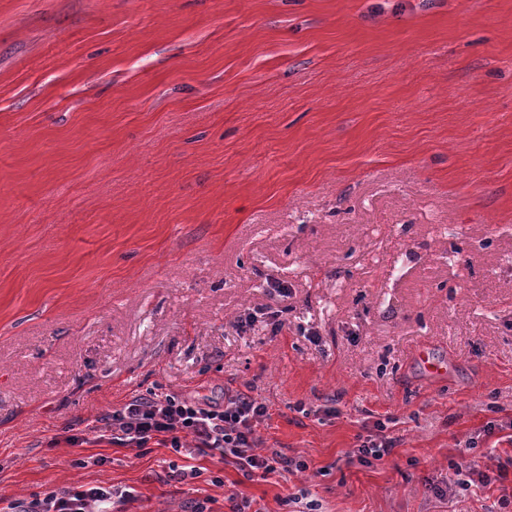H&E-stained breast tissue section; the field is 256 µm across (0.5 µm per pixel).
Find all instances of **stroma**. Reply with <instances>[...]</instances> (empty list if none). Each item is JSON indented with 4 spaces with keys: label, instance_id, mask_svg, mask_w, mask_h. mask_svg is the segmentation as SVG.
<instances>
[{
    "label": "stroma",
    "instance_id": "1",
    "mask_svg": "<svg viewBox=\"0 0 512 512\" xmlns=\"http://www.w3.org/2000/svg\"><path fill=\"white\" fill-rule=\"evenodd\" d=\"M158 385L251 389L306 470L181 481L98 442ZM101 483L127 512H512V0H0V496ZM374 428L379 433L369 434L363 440L361 436L359 437L361 443L358 445V452L360 459L363 461H366L369 457L381 460L385 455H389L394 447V441L381 434L385 429L384 423L378 420L375 422Z\"/></svg>",
    "mask_w": 512,
    "mask_h": 512
}]
</instances>
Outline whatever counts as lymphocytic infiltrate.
<instances>
[{"label": "lymphocytic infiltrate", "instance_id": "f902f5d3", "mask_svg": "<svg viewBox=\"0 0 512 512\" xmlns=\"http://www.w3.org/2000/svg\"><path fill=\"white\" fill-rule=\"evenodd\" d=\"M268 404L242 390L225 392L213 404L179 391L153 388L132 393L101 420L100 441L143 455L154 448L183 452L187 475L198 477L197 457L220 456L244 476L268 479L303 470V461L275 447H264L259 425L269 419ZM134 492L98 485L53 489L32 499L0 498V512H112L116 501L134 499Z\"/></svg>", "mask_w": 512, "mask_h": 512}]
</instances>
